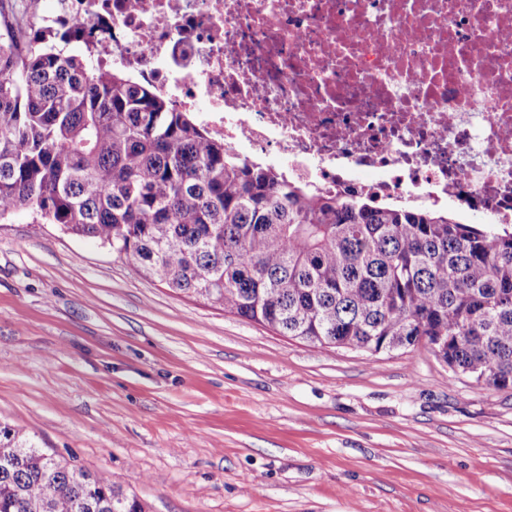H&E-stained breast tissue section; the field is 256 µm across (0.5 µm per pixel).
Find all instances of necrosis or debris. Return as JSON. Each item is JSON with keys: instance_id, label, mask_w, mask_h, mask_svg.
Masks as SVG:
<instances>
[{"instance_id": "4bbe7bcc", "label": "necrosis or debris", "mask_w": 512, "mask_h": 512, "mask_svg": "<svg viewBox=\"0 0 512 512\" xmlns=\"http://www.w3.org/2000/svg\"><path fill=\"white\" fill-rule=\"evenodd\" d=\"M31 0L312 192L512 223V0Z\"/></svg>"}]
</instances>
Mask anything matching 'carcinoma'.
Segmentation results:
<instances>
[{
  "label": "carcinoma",
  "instance_id": "1",
  "mask_svg": "<svg viewBox=\"0 0 512 512\" xmlns=\"http://www.w3.org/2000/svg\"><path fill=\"white\" fill-rule=\"evenodd\" d=\"M24 33L0 49V222L108 244L167 287L286 336L369 354L442 340L512 386V230L373 196L310 195L130 74ZM0 512H144L0 423Z\"/></svg>",
  "mask_w": 512,
  "mask_h": 512
}]
</instances>
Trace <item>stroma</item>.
Listing matches in <instances>:
<instances>
[{"label":"stroma","mask_w":512,"mask_h":512,"mask_svg":"<svg viewBox=\"0 0 512 512\" xmlns=\"http://www.w3.org/2000/svg\"><path fill=\"white\" fill-rule=\"evenodd\" d=\"M0 421L146 512H512V387L281 335L0 223Z\"/></svg>","instance_id":"obj_1"}]
</instances>
